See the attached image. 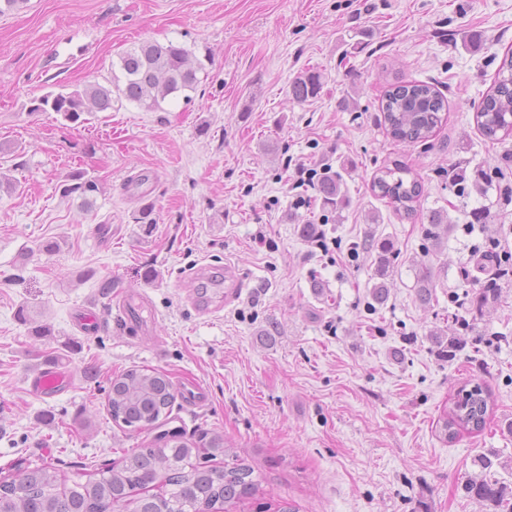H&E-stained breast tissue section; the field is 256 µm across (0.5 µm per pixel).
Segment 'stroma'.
Returning <instances> with one entry per match:
<instances>
[{"label": "stroma", "mask_w": 512, "mask_h": 512, "mask_svg": "<svg viewBox=\"0 0 512 512\" xmlns=\"http://www.w3.org/2000/svg\"><path fill=\"white\" fill-rule=\"evenodd\" d=\"M143 41L189 51V98L75 123L36 111L42 96L108 84ZM510 48L512 0H26L0 16V468L40 458L73 481L153 444L107 411L112 377L144 366L175 388L163 429L220 432L254 468L260 492L232 512H485L463 484L493 452L512 487V281L475 311L484 276L472 266L488 239L512 246V137L485 140L474 108ZM307 72L321 88L299 102L290 85ZM399 79L448 100L427 144L379 122ZM396 162L423 184L412 222L371 191ZM300 165L340 173L336 206L296 182ZM496 168L463 192L450 178ZM76 171L97 184L91 204L59 190ZM146 203L155 221L137 223ZM477 208L488 221L465 233ZM435 210L452 226L439 244L424 235ZM308 224L327 250L310 247ZM370 238L395 247L378 306ZM47 241L59 250L41 251ZM420 263L433 272L427 306ZM203 264L242 288L209 315L190 295ZM129 295L142 329L118 320ZM454 313L470 328L442 358L432 337ZM55 358L71 386L40 397L29 377ZM467 382L488 388L493 415L445 442L436 421ZM197 389L204 402H188Z\"/></svg>", "instance_id": "1"}]
</instances>
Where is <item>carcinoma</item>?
<instances>
[{
	"label": "carcinoma",
	"mask_w": 512,
	"mask_h": 512,
	"mask_svg": "<svg viewBox=\"0 0 512 512\" xmlns=\"http://www.w3.org/2000/svg\"><path fill=\"white\" fill-rule=\"evenodd\" d=\"M112 80L106 85L89 83L70 93L42 97L37 112H55L66 122H77L84 112H107L113 102L125 100L145 111H156L170 97L193 91L198 83L197 69L184 48L171 42L147 41L124 51L112 64ZM319 76L305 74L293 80L290 94L302 102L316 95ZM447 111L444 96L423 81L400 82L381 100L380 112L388 134L404 143H426L442 126ZM512 50L507 52L495 73L488 94L475 112L481 134L500 142L512 135ZM339 176L326 175L319 191L329 205L336 204ZM97 184L74 173L60 185L64 196L87 197ZM375 195L386 198L405 220L414 219L422 185L410 167L395 163L383 167L372 182ZM368 249L378 251V281L372 285V297L378 304L388 299L386 278L393 249L388 242L366 241ZM483 272L492 287L483 289L475 301L482 311L496 299L498 282L512 278V266L487 267ZM417 298L423 305L433 300L432 271L422 265L416 272ZM176 394L170 377L155 369L134 367L110 381L108 407L112 419L135 431L153 430L169 416ZM490 393L474 384L459 389L452 407L437 421L438 435L451 442L463 433L482 431L489 416ZM232 450L224 446V436L215 432L200 443L185 437H171L164 446L133 448L123 453L114 465L89 475L82 482L72 481L47 461L0 470V512H228V507L254 498L260 492L254 469L235 458L225 461ZM493 461L485 457V474L468 479L466 493L493 512L505 507L512 491L492 479L486 471ZM154 489L153 493L146 489Z\"/></svg>",
	"instance_id": "carcinoma-1"
}]
</instances>
